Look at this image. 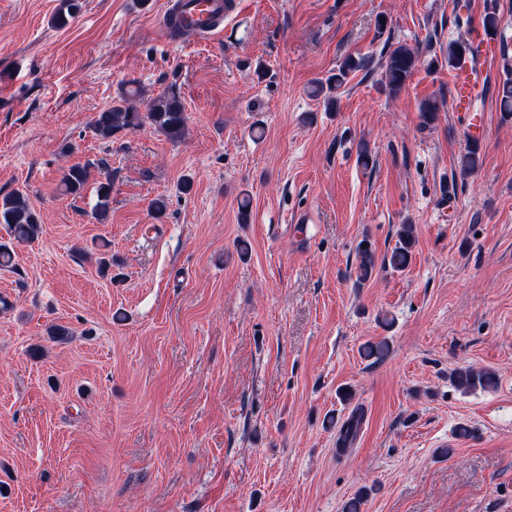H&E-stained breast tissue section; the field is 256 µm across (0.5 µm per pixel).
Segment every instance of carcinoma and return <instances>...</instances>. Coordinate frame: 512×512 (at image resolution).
I'll list each match as a JSON object with an SVG mask.
<instances>
[{"label": "carcinoma", "instance_id": "obj_1", "mask_svg": "<svg viewBox=\"0 0 512 512\" xmlns=\"http://www.w3.org/2000/svg\"><path fill=\"white\" fill-rule=\"evenodd\" d=\"M76 11L75 0H63L60 9L53 17L54 24L60 27L67 26ZM419 63V53L406 44L399 43L389 49L382 67L384 84L390 94L397 95L402 91ZM364 67H366V60L363 58L356 59L352 56L344 58L337 65L336 73L326 81L316 84L314 93L325 96L329 105H335L333 94L347 83L350 74ZM134 95H136L135 91H128L110 108L97 113L93 121L96 135L110 138L119 130L136 128L146 121L172 141H177L184 136L187 117L181 98L175 92H164L151 98L147 105V112L143 114L134 111L128 105V98ZM438 112H440V104L437 100L425 101L421 106L422 124L425 126L434 124L438 119ZM479 160V149L471 147L460 157L459 167L464 173L472 172L479 167ZM89 177L90 165L88 164H74L68 167L62 176L64 192L74 196L81 195L89 182ZM111 197L112 176L106 172L96 187L94 214L97 219L102 220L108 214ZM0 224L8 225L13 238L21 242L34 239L40 232V220L20 192L0 199ZM414 245L413 225H401L396 245L389 254L384 256L382 266H389L395 271L405 270L410 263ZM357 261V281L364 282L371 279L376 270L375 253L372 248L367 245L363 249H358ZM454 385L463 392L477 387L492 388L496 385V377L491 372L478 371L469 366L456 370ZM359 423L360 418L355 415L343 423L337 443L341 446L347 445L354 437Z\"/></svg>", "mask_w": 512, "mask_h": 512}]
</instances>
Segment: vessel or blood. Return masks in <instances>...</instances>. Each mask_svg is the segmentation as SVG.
Instances as JSON below:
<instances>
[{
    "instance_id": "vessel-or-blood-1",
    "label": "vessel or blood",
    "mask_w": 512,
    "mask_h": 512,
    "mask_svg": "<svg viewBox=\"0 0 512 512\" xmlns=\"http://www.w3.org/2000/svg\"><path fill=\"white\" fill-rule=\"evenodd\" d=\"M237 8V0H166L163 22L179 37L200 40L220 31L225 17ZM480 76V70L465 67L455 80L457 109L467 113L470 140L478 144L485 140L482 117L473 111L474 91Z\"/></svg>"
}]
</instances>
